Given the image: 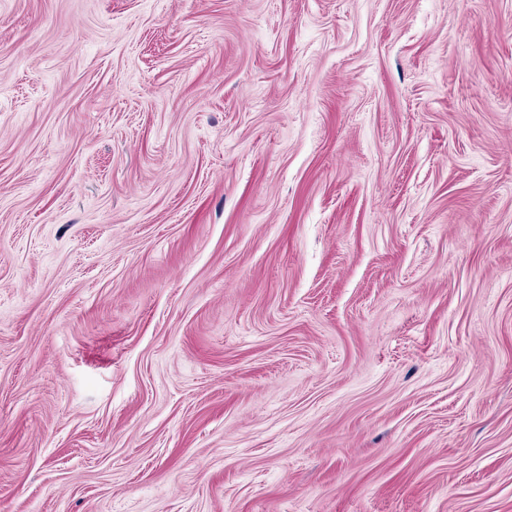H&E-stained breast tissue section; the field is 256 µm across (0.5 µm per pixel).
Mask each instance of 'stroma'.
<instances>
[{"mask_svg":"<svg viewBox=\"0 0 512 512\" xmlns=\"http://www.w3.org/2000/svg\"><path fill=\"white\" fill-rule=\"evenodd\" d=\"M0 512H512V0H0Z\"/></svg>","mask_w":512,"mask_h":512,"instance_id":"1","label":"stroma"}]
</instances>
